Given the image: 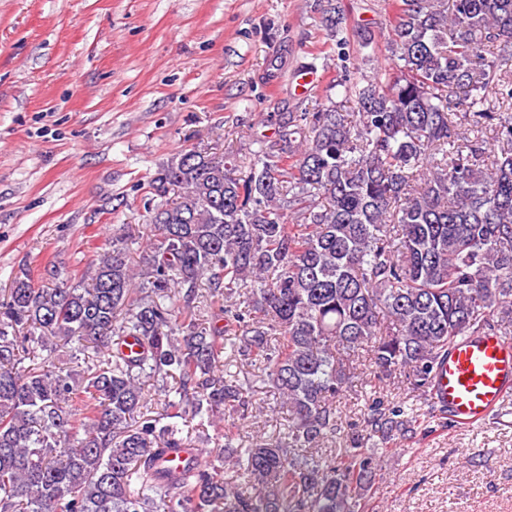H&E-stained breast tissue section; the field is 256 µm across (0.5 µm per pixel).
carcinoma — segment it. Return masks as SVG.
Listing matches in <instances>:
<instances>
[{"instance_id":"obj_1","label":"carcinoma","mask_w":512,"mask_h":512,"mask_svg":"<svg viewBox=\"0 0 512 512\" xmlns=\"http://www.w3.org/2000/svg\"><path fill=\"white\" fill-rule=\"evenodd\" d=\"M389 22L395 71L331 85L355 120L330 96L280 113L244 178L234 155L183 149L151 180L149 224L113 231L91 287L14 277L0 301V512H353L380 460L305 452L336 433L355 356L424 391L458 337L512 334V0H397ZM322 24L346 43L336 8ZM202 306L242 336L199 330ZM65 346L93 365L64 374L40 357ZM228 352L263 362L287 428L247 447L224 432L233 483L201 452L164 469L190 437L151 414L146 383L201 425L230 403L245 412ZM367 422L386 439L409 420L373 407Z\"/></svg>"}]
</instances>
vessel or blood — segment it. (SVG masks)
<instances>
[{
	"label": "vessel or blood",
	"instance_id": "1",
	"mask_svg": "<svg viewBox=\"0 0 512 512\" xmlns=\"http://www.w3.org/2000/svg\"><path fill=\"white\" fill-rule=\"evenodd\" d=\"M432 400L461 426L482 424L512 393V338L464 336L441 357Z\"/></svg>",
	"mask_w": 512,
	"mask_h": 512
}]
</instances>
